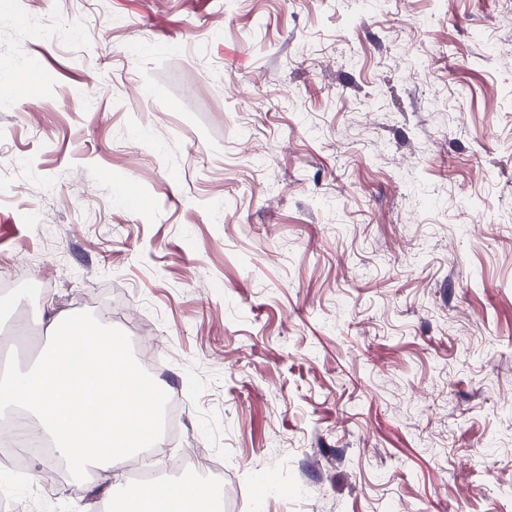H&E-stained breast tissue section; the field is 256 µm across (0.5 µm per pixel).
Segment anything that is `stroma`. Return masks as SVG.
<instances>
[{
  "mask_svg": "<svg viewBox=\"0 0 512 512\" xmlns=\"http://www.w3.org/2000/svg\"><path fill=\"white\" fill-rule=\"evenodd\" d=\"M21 263L18 368L149 321L234 512H512V0H0ZM42 464L0 502L111 508Z\"/></svg>",
  "mask_w": 512,
  "mask_h": 512,
  "instance_id": "stroma-1",
  "label": "stroma"
}]
</instances>
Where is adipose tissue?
<instances>
[{"label": "adipose tissue", "instance_id": "1", "mask_svg": "<svg viewBox=\"0 0 512 512\" xmlns=\"http://www.w3.org/2000/svg\"><path fill=\"white\" fill-rule=\"evenodd\" d=\"M67 323L52 316V343L35 365L0 374V410L33 416L34 430L52 441V458L72 473L99 468L115 512H224L222 491L202 484L122 489L125 463L157 439L160 388L141 377L120 338L84 323L65 335Z\"/></svg>", "mask_w": 512, "mask_h": 512}]
</instances>
